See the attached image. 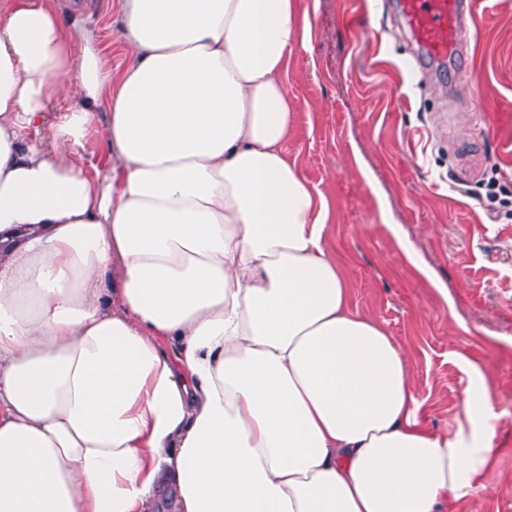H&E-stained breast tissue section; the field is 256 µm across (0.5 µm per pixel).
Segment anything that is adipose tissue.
Returning <instances> with one entry per match:
<instances>
[{"label": "adipose tissue", "mask_w": 512, "mask_h": 512, "mask_svg": "<svg viewBox=\"0 0 512 512\" xmlns=\"http://www.w3.org/2000/svg\"><path fill=\"white\" fill-rule=\"evenodd\" d=\"M116 8L119 72L79 12L0 0V512H157L162 488L180 512L469 495L491 403L421 427L406 355L353 311L329 203L288 155L295 0ZM84 155L91 174L95 172V169L104 172L110 166L104 143L97 135H91L87 140Z\"/></svg>", "instance_id": "obj_1"}]
</instances>
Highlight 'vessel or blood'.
Listing matches in <instances>:
<instances>
[{"mask_svg":"<svg viewBox=\"0 0 512 512\" xmlns=\"http://www.w3.org/2000/svg\"><path fill=\"white\" fill-rule=\"evenodd\" d=\"M392 7L421 66L428 69L460 62L473 0H392Z\"/></svg>","mask_w":512,"mask_h":512,"instance_id":"obj_1","label":"vessel or blood"}]
</instances>
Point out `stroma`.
<instances>
[{"mask_svg": "<svg viewBox=\"0 0 512 512\" xmlns=\"http://www.w3.org/2000/svg\"><path fill=\"white\" fill-rule=\"evenodd\" d=\"M82 19L108 66L130 65L114 0H85ZM297 19L288 153L330 203L326 247L354 310L406 351L427 429L491 400L497 453L445 512H512V0H478L466 69L429 79L386 0H298Z\"/></svg>", "mask_w": 512, "mask_h": 512, "instance_id": "obj_1", "label": "stroma"}]
</instances>
